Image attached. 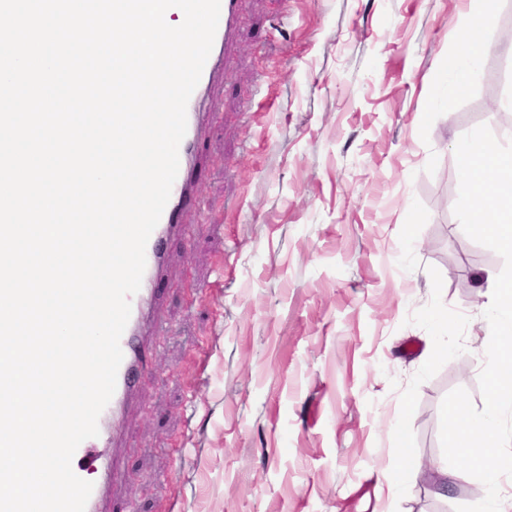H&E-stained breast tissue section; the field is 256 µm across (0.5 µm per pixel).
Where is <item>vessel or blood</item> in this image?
Masks as SVG:
<instances>
[{
  "instance_id": "b4317fda",
  "label": "vessel or blood",
  "mask_w": 512,
  "mask_h": 512,
  "mask_svg": "<svg viewBox=\"0 0 512 512\" xmlns=\"http://www.w3.org/2000/svg\"><path fill=\"white\" fill-rule=\"evenodd\" d=\"M237 7V0H221L213 48L187 104V132L179 146V171L160 221L147 242L146 268L141 287L131 298L130 319L120 339L123 360L117 372L115 393L98 419V428L103 434L107 433L111 423L122 417L129 399L137 389L138 375L144 365L140 338L150 319L154 285L164 271L166 244L185 234V227L179 222V211L190 204L193 196L194 174L198 169L199 158L198 136L207 120V115L202 110L204 95L221 65L222 50L236 36ZM99 474L100 480L93 487L85 512H101L103 488L115 479L116 469L113 464L108 463L100 467Z\"/></svg>"
}]
</instances>
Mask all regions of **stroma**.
<instances>
[{
  "label": "stroma",
  "mask_w": 512,
  "mask_h": 512,
  "mask_svg": "<svg viewBox=\"0 0 512 512\" xmlns=\"http://www.w3.org/2000/svg\"><path fill=\"white\" fill-rule=\"evenodd\" d=\"M471 0H240L202 174L156 285L142 390L106 512H477L450 404L486 408L497 329L476 277L512 272L457 204L456 142L512 151V0L452 110ZM409 427L404 447L393 441ZM401 476L397 492L387 482Z\"/></svg>",
  "instance_id": "1"
}]
</instances>
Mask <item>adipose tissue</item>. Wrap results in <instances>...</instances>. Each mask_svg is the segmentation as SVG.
I'll list each match as a JSON object with an SVG mask.
<instances>
[{
    "mask_svg": "<svg viewBox=\"0 0 512 512\" xmlns=\"http://www.w3.org/2000/svg\"><path fill=\"white\" fill-rule=\"evenodd\" d=\"M498 0H480L472 27L461 33L456 49L449 55L446 70L451 78L446 105L467 90L473 65L488 51L480 30L497 11ZM456 153L462 168L460 197L467 207L470 223L499 248L512 251V154L483 136L475 135L459 142ZM486 282L499 299L493 308L499 341L496 362L486 372L489 386L487 408L474 418L463 407L448 409V446L463 456L470 470L481 472L491 492L481 512H507L499 488L503 477L512 475V454L502 452L504 438L498 420L512 406V275L490 274Z\"/></svg>",
    "mask_w": 512,
    "mask_h": 512,
    "instance_id": "1",
    "label": "adipose tissue"
}]
</instances>
